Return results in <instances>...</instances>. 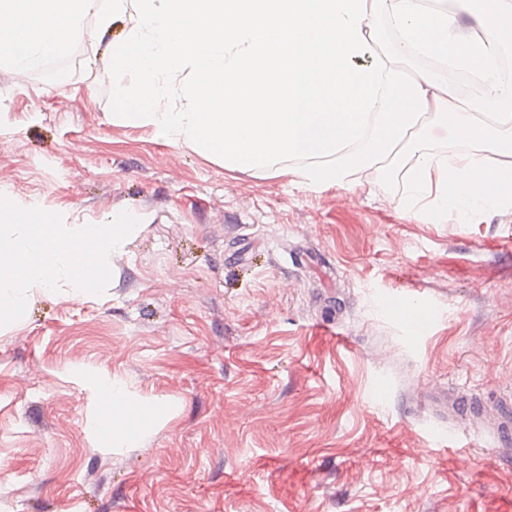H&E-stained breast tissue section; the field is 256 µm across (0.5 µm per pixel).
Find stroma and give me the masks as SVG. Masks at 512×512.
Instances as JSON below:
<instances>
[{
  "label": "stroma",
  "instance_id": "obj_1",
  "mask_svg": "<svg viewBox=\"0 0 512 512\" xmlns=\"http://www.w3.org/2000/svg\"><path fill=\"white\" fill-rule=\"evenodd\" d=\"M106 63L85 36L35 72L0 64V196L140 220L103 294L34 290L0 327V512H512V213L427 224L393 182L226 169L114 117L113 85L142 80ZM91 374L160 405L146 440L91 433Z\"/></svg>",
  "mask_w": 512,
  "mask_h": 512
}]
</instances>
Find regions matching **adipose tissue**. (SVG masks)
<instances>
[{
	"label": "adipose tissue",
	"instance_id": "ef3b65f1",
	"mask_svg": "<svg viewBox=\"0 0 512 512\" xmlns=\"http://www.w3.org/2000/svg\"><path fill=\"white\" fill-rule=\"evenodd\" d=\"M460 0H0V60L25 73L63 52L95 12L109 66L137 73L142 94L117 85L115 115L154 126L172 144L223 156L230 169L264 170L301 187L361 185L401 173L408 210L433 224H478L512 213V0H477L463 26ZM131 25L111 40L114 17ZM394 50L374 55L376 25ZM436 62L405 71L408 59ZM477 74L481 95L461 101L437 72ZM181 78L180 106L168 102ZM450 129L464 150L435 149L431 129ZM111 403L95 436L124 448L146 437L150 400L119 380L86 385Z\"/></svg>",
	"mask_w": 512,
	"mask_h": 512
}]
</instances>
